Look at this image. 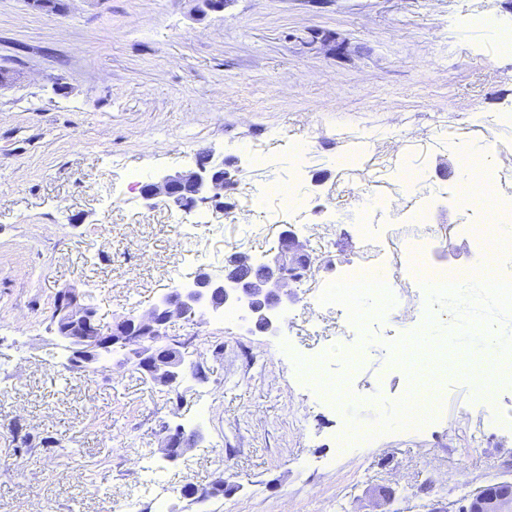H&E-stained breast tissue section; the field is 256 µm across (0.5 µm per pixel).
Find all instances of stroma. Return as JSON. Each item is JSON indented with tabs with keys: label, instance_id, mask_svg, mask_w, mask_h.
I'll return each instance as SVG.
<instances>
[{
	"label": "stroma",
	"instance_id": "stroma-1",
	"mask_svg": "<svg viewBox=\"0 0 512 512\" xmlns=\"http://www.w3.org/2000/svg\"><path fill=\"white\" fill-rule=\"evenodd\" d=\"M192 0H68L66 12L0 0V512H155L153 487H169L168 512H388L437 503L512 480V385L485 403L467 362H495L478 331L459 329L442 305L434 322L413 303L389 310L393 339L458 332L437 368L421 364L439 403L423 431L389 427L370 447L342 455L338 437L384 409L411 406L407 371L369 360L347 378L345 314L317 308L319 281L358 262V197L403 192L393 168H426L459 187L458 163L438 143L487 144L512 157V0H233L197 17ZM304 165L305 214L245 217L252 194L293 180L294 141ZM248 143L268 165L243 156ZM239 172L207 221L140 197L143 177L192 166L205 150ZM386 267L403 268L401 242L431 238L430 257L459 270L479 257L455 201L429 220L382 216ZM292 227L313 257L297 286L292 323L276 336L211 320H177L187 375L173 391L105 358L67 371L48 326L56 293L74 285L102 326L147 311L199 271L222 273L241 252L260 258ZM320 353L333 395L303 381L291 359ZM208 398L205 418L196 410ZM496 424H482L485 408ZM204 441L164 459L165 426ZM224 478L229 495L194 503L181 494Z\"/></svg>",
	"mask_w": 512,
	"mask_h": 512
}]
</instances>
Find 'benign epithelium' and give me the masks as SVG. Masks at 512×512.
I'll use <instances>...</instances> for the list:
<instances>
[{
	"label": "benign epithelium",
	"mask_w": 512,
	"mask_h": 512,
	"mask_svg": "<svg viewBox=\"0 0 512 512\" xmlns=\"http://www.w3.org/2000/svg\"><path fill=\"white\" fill-rule=\"evenodd\" d=\"M203 15L220 14L233 0H196ZM237 161L207 150L193 167L154 178L141 192L146 206L162 202L189 212L222 198L234 185ZM312 265L306 246L291 230L282 231L276 249L257 260L236 253L225 260L224 274L199 273L187 288H174L137 317H122L103 330L96 309L84 293L70 287L58 299L51 332L70 353L69 365L91 370L100 355L120 353L157 386L179 385L184 370L185 343L167 336L175 319L194 321L208 310L226 306L243 309L252 329L275 336L282 330L281 315L298 300L296 286ZM204 441L198 430L181 426L169 432L162 454L174 462ZM446 512H512V481L480 486L471 496L448 503Z\"/></svg>",
	"instance_id": "benign-epithelium-1"
}]
</instances>
